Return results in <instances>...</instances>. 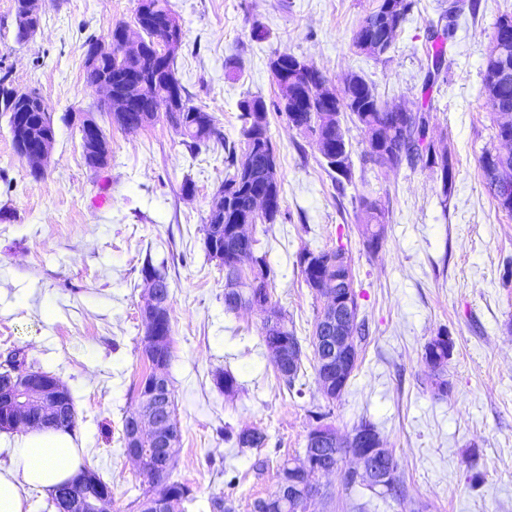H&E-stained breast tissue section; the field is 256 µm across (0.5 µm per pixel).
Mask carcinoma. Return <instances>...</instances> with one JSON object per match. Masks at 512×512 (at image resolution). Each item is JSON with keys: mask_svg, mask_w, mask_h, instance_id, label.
<instances>
[{"mask_svg": "<svg viewBox=\"0 0 512 512\" xmlns=\"http://www.w3.org/2000/svg\"><path fill=\"white\" fill-rule=\"evenodd\" d=\"M171 13L168 0H141L135 14V23L140 25L144 50L140 54L120 55L116 52L104 55L99 64L92 68L85 66V79L94 84L104 79L112 84V98L124 97L131 84L142 85L143 93L128 101L125 112L112 113V120L120 127L127 128L126 118H140V113L149 115L165 110V115L171 126L183 137L182 144L191 155L199 152L200 145L220 137V131L214 123L213 116L191 104L188 93L175 76L174 63L171 55L159 52L158 37L163 34L164 19ZM17 20V40L25 41L31 30L40 26L41 18L29 16L25 8V0H15ZM452 36V29L445 28L443 32L431 34V58L433 71L429 72L428 82H435L442 74L445 62L447 40ZM508 53L500 56L499 39H494L486 59L484 74V91L486 105L494 117L497 136L512 134V80L507 84L494 81L497 70L502 64H508L512 69V33L507 36ZM16 88L6 82V77H0V112L9 116V124H15L17 113L23 111L37 129L55 132L51 117L37 111L31 103L38 93L31 91L25 96L11 98L10 94ZM322 102L305 97L297 106V111L310 115L307 131L317 135L328 145L336 147V152L342 154L349 147L345 133L340 123L330 124L321 116ZM336 110L348 112L356 118L370 139H380L385 145L384 152L376 159L369 160L374 166L394 168L406 162L410 165H422L425 168H439L443 183L442 194L449 197L453 187V168L449 157L445 154L439 157L429 155L427 145L428 121L420 116V121L404 113L388 111L378 98L373 87L360 75H355V82L344 87L336 94ZM275 154L270 136H264L262 143L256 145V150L244 148L242 154H237L236 148H227L224 163L232 170L224 180L221 188L224 196L231 199V209L224 212L223 217L208 213L203 233L211 234L212 226L224 225V241L233 240L230 229L236 224V213L248 208L253 194L264 189V164L267 155ZM499 169H492L484 163H479L485 188L498 208L512 213V192L505 195L498 189V174L504 173L512 178V153L498 160ZM358 219L363 224L365 245L370 250L378 249L385 234L386 213L378 200L362 197L359 200ZM244 251V259L261 275V286L250 288L238 294V298L224 297V308L228 312L236 311L241 303L249 304L252 300L269 301L267 289L270 278V267L266 257L256 254V240L249 238L246 242L237 243ZM302 277L307 286L312 287L323 283L332 288L336 287V277L351 272L348 258L343 247L314 253L304 250L298 260ZM216 386L227 395L236 393L239 383L229 370H220L214 374ZM255 438L246 442L242 432L224 430V440L234 442L239 448H261L266 445L267 434L261 429H253ZM158 459L151 457L140 468V474L147 479L149 489L143 500H148L159 493L174 494L176 512H181L183 502L189 499L191 490L188 486L173 482L169 486L160 483V475L155 473Z\"/></svg>", "mask_w": 512, "mask_h": 512, "instance_id": "cac0c4a2", "label": "carcinoma"}]
</instances>
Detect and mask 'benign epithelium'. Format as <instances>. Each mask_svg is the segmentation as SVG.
Listing matches in <instances>:
<instances>
[{"instance_id": "benign-epithelium-1", "label": "benign epithelium", "mask_w": 512, "mask_h": 512, "mask_svg": "<svg viewBox=\"0 0 512 512\" xmlns=\"http://www.w3.org/2000/svg\"><path fill=\"white\" fill-rule=\"evenodd\" d=\"M121 51L134 53L142 46L139 30L124 28L118 38ZM292 79H301L308 84L315 80L310 63L297 59L292 66ZM80 126L86 132L84 144L91 148L100 141L99 125L96 120L85 114L78 117ZM25 118L18 114L12 137L17 151L34 166L48 157L53 139L46 138L36 144L31 143L24 133ZM277 198L271 192H260L253 200L251 209L236 215L237 232L248 236L247 228L258 219L271 212ZM235 273L225 280L226 292L238 291L253 282L251 268L242 263L234 266ZM317 293L325 299L319 324L312 337L317 350V382L324 396L329 400L338 398L357 365L358 347L353 336V317L356 298L353 290L344 288H324L316 286ZM147 298L140 309L144 330L143 346L150 351L159 348L162 341L160 326L170 312V302H160L152 290L146 291ZM452 344L451 338L440 334L428 343L425 361L429 367L440 372L443 363L435 352ZM276 367L284 375L292 374L297 348L293 339H280L269 346ZM8 400L14 412L11 425L28 427L46 424L47 419L62 416L71 411L69 393L64 385L52 374L38 371L29 374L27 384L22 388L14 385V377L0 376V398ZM170 396L168 378L162 371H155L142 394L138 406L130 416L126 427L127 455L135 463H140L144 447L149 445L160 458L174 454L177 446V432L170 417ZM302 462L285 469L281 475L277 495L263 505L264 512H277L279 504L295 497L297 488L304 482L315 483L319 476L336 469L318 456L319 448L339 447V439L333 429L319 425L307 435ZM346 454L352 456L360 469L354 474L363 477L375 488H389L395 483L397 465L394 457L386 448V443L376 428L361 426L344 443ZM62 500V512H99L110 501V490L102 489L85 470L80 471L59 491Z\"/></svg>"}]
</instances>
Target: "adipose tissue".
Segmentation results:
<instances>
[{"instance_id":"ef3b65f1","label":"adipose tissue","mask_w":512,"mask_h":512,"mask_svg":"<svg viewBox=\"0 0 512 512\" xmlns=\"http://www.w3.org/2000/svg\"><path fill=\"white\" fill-rule=\"evenodd\" d=\"M81 460L71 433L36 427L16 439L0 461V512H26L24 488L54 489L70 479Z\"/></svg>"}]
</instances>
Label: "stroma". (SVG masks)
Segmentation results:
<instances>
[{
  "mask_svg": "<svg viewBox=\"0 0 512 512\" xmlns=\"http://www.w3.org/2000/svg\"><path fill=\"white\" fill-rule=\"evenodd\" d=\"M456 17L448 0H414L389 50L360 52L353 36L378 0H168L184 36L175 73L193 105L209 112L223 142L190 157L165 115L128 131L100 109L85 80L86 42L133 24L138 0H41V25L16 39L14 0H0V76L43 98L55 141L40 178L13 148L0 114V360L24 350L54 374L74 402L75 443L85 467L112 489L108 512H137L147 482L123 450V418L149 371L140 339L144 261L165 274L171 295V359L165 370L181 431L170 478L190 487L187 512H209L224 495L235 512L277 482L283 460L300 461L317 423L347 436L372 422L398 462L400 497L346 488L351 456L318 481L327 499L308 512H512V214L488 195L480 157L501 151L486 107L483 73L496 22L512 0H474ZM452 26L447 81L426 86L427 37ZM287 52L322 71L329 88L362 76L379 99L422 108L429 136L448 151L454 182L443 198L436 172L366 164L367 136L350 116L352 179L336 188L313 138L268 110L282 188L275 223L253 225L271 268L270 304L303 341L312 338L322 301L304 282L303 249L344 247L358 312L369 327L342 395L321 392L312 358L293 387L276 372L264 342L262 310L224 309V269L205 251L202 231L212 197L227 177L224 148L240 145L239 104L276 101L269 68ZM72 113L92 114L111 148L108 165L85 163ZM192 183V194L182 190ZM387 211L384 239L368 250L358 223L360 197ZM448 334L442 375L426 364L427 344ZM239 390L225 395L216 371ZM261 428L262 448L239 450L225 427ZM268 459L264 475L250 466Z\"/></svg>",
  "mask_w": 512,
  "mask_h": 512,
  "instance_id": "stroma-1",
  "label": "stroma"
}]
</instances>
